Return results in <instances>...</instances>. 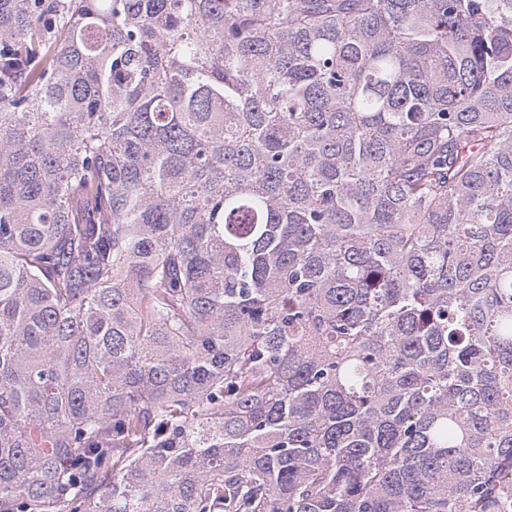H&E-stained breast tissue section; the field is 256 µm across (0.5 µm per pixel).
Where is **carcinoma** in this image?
Returning a JSON list of instances; mask_svg holds the SVG:
<instances>
[{"instance_id": "carcinoma-1", "label": "carcinoma", "mask_w": 512, "mask_h": 512, "mask_svg": "<svg viewBox=\"0 0 512 512\" xmlns=\"http://www.w3.org/2000/svg\"><path fill=\"white\" fill-rule=\"evenodd\" d=\"M0 512H512V0H0Z\"/></svg>"}]
</instances>
